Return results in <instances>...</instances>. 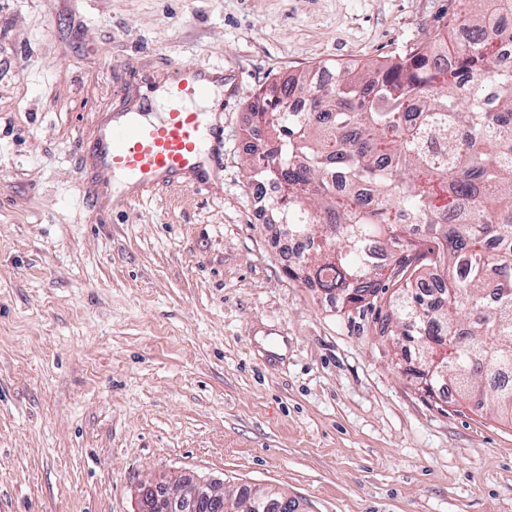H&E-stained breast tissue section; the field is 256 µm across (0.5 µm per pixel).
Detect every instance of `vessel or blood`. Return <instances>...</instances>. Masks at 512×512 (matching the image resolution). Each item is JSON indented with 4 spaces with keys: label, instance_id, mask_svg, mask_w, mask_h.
Here are the masks:
<instances>
[{
    "label": "vessel or blood",
    "instance_id": "obj_1",
    "mask_svg": "<svg viewBox=\"0 0 512 512\" xmlns=\"http://www.w3.org/2000/svg\"><path fill=\"white\" fill-rule=\"evenodd\" d=\"M223 73L220 66L177 68L151 83L139 103L100 120L96 137L78 145L88 170L84 196L93 209L112 207V182L119 174L128 180L129 198L176 183L208 189L200 157L205 149L217 148L222 132L201 104ZM158 96L163 110L154 117L150 110Z\"/></svg>",
    "mask_w": 512,
    "mask_h": 512
}]
</instances>
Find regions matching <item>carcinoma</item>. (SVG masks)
<instances>
[{
	"instance_id": "carcinoma-1",
	"label": "carcinoma",
	"mask_w": 512,
	"mask_h": 512,
	"mask_svg": "<svg viewBox=\"0 0 512 512\" xmlns=\"http://www.w3.org/2000/svg\"><path fill=\"white\" fill-rule=\"evenodd\" d=\"M493 0H467L424 43L391 61L325 63L329 89L307 69L257 94L254 125L269 149L250 177L278 182L288 230L314 241L299 278L341 305L390 293L383 328L412 336L403 359L449 353L447 378L477 409L512 411V71L485 40ZM456 27L470 40H450ZM455 56L445 70L440 56ZM306 96L321 112L288 111ZM444 283L441 306L422 281ZM282 493L245 487L227 512H285Z\"/></svg>"
}]
</instances>
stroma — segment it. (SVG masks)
Returning <instances> with one entry per match:
<instances>
[{
  "label": "stroma",
  "instance_id": "35a3bbf8",
  "mask_svg": "<svg viewBox=\"0 0 512 512\" xmlns=\"http://www.w3.org/2000/svg\"><path fill=\"white\" fill-rule=\"evenodd\" d=\"M459 0H0V512H136L139 483L273 485L304 512H512V423L410 384L384 299L338 308L253 216V94L388 61ZM223 66L209 189L93 212L75 146Z\"/></svg>",
  "mask_w": 512,
  "mask_h": 512
}]
</instances>
